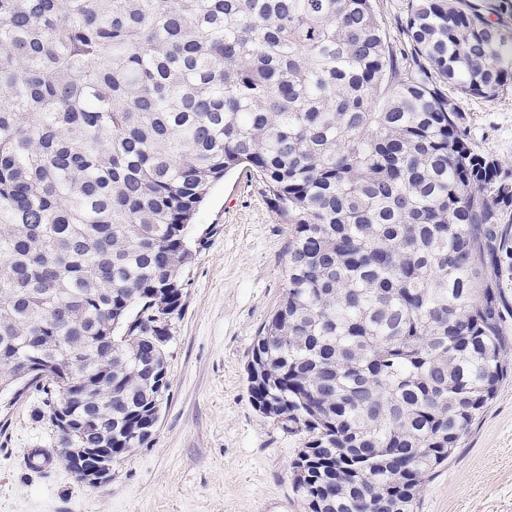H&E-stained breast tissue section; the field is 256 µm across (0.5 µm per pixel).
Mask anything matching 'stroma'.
Returning <instances> with one entry per match:
<instances>
[{
  "label": "stroma",
  "mask_w": 512,
  "mask_h": 512,
  "mask_svg": "<svg viewBox=\"0 0 512 512\" xmlns=\"http://www.w3.org/2000/svg\"><path fill=\"white\" fill-rule=\"evenodd\" d=\"M465 108L472 142L512 170V93ZM288 232L259 176L218 181L188 229L194 260L151 441L93 487L54 457L40 396L2 393L0 512H303L291 481L303 438L256 411L247 381L254 338L283 293ZM417 512H512V378L426 482Z\"/></svg>",
  "instance_id": "stroma-1"
}]
</instances>
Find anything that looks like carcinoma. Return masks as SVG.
Wrapping results in <instances>:
<instances>
[{
  "instance_id": "carcinoma-1",
  "label": "carcinoma",
  "mask_w": 512,
  "mask_h": 512,
  "mask_svg": "<svg viewBox=\"0 0 512 512\" xmlns=\"http://www.w3.org/2000/svg\"><path fill=\"white\" fill-rule=\"evenodd\" d=\"M512 0H0V392L56 450L147 443L187 230L264 179L290 225L252 404L303 435L304 512H414L512 377V175L465 102L512 93ZM407 2L405 0H376L375 7L377 13L382 19L387 39L392 46L399 50L402 46L399 42V26L398 19L404 11L405 4Z\"/></svg>"
}]
</instances>
